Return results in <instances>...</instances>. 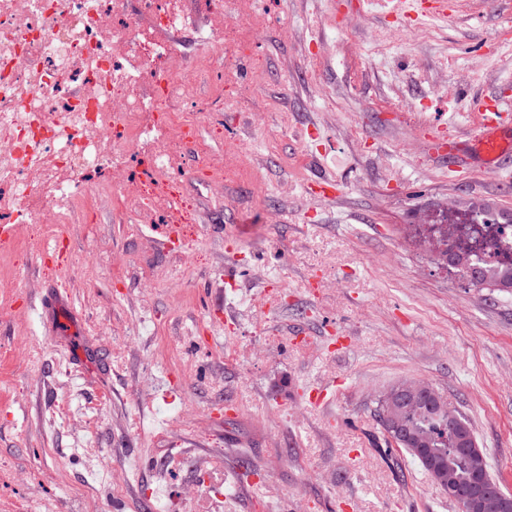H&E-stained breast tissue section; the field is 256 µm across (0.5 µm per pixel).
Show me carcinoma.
<instances>
[{
	"mask_svg": "<svg viewBox=\"0 0 512 512\" xmlns=\"http://www.w3.org/2000/svg\"><path fill=\"white\" fill-rule=\"evenodd\" d=\"M448 261L466 269L475 285L512 290V264H477L464 252L448 255ZM392 390V399L379 398L374 411L379 430H385L389 418L394 417L414 436L416 443L398 440L393 445L385 444V447L400 448L416 461L419 456L415 449H428L430 462L421 464L423 470L434 472L442 480L453 479L461 490L469 488L479 474L494 480L485 458H476L472 454L471 448L475 447L477 439L470 423L462 415L439 406L430 397L403 405L398 387L394 386Z\"/></svg>",
	"mask_w": 512,
	"mask_h": 512,
	"instance_id": "cac0c4a2",
	"label": "carcinoma"
}]
</instances>
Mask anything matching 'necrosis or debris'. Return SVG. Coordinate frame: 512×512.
Segmentation results:
<instances>
[{
	"mask_svg": "<svg viewBox=\"0 0 512 512\" xmlns=\"http://www.w3.org/2000/svg\"><path fill=\"white\" fill-rule=\"evenodd\" d=\"M0 0V223L31 224L26 249L42 251L44 212L60 217L85 209L80 185L92 169L123 164L141 149L138 197L121 200L145 223L179 225L184 245L198 236L171 154L170 138L206 164L210 147L199 124L171 105L193 102L190 84L169 83L158 65L175 46L166 33L193 25L201 6L223 0ZM429 255L447 265L466 250L484 264L512 263V225L487 215L466 224H419Z\"/></svg>",
	"mask_w": 512,
	"mask_h": 512,
	"instance_id": "obj_1",
	"label": "necrosis or debris"
}]
</instances>
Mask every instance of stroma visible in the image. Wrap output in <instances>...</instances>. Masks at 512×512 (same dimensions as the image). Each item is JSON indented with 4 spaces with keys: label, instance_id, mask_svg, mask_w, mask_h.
<instances>
[{
    "label": "stroma",
    "instance_id": "obj_1",
    "mask_svg": "<svg viewBox=\"0 0 512 512\" xmlns=\"http://www.w3.org/2000/svg\"><path fill=\"white\" fill-rule=\"evenodd\" d=\"M242 50L211 41L218 18L177 34L174 79L210 112L214 171L181 162L200 227L172 250L135 213L113 214L124 174L85 177L87 212L64 230L66 271L0 247V512H209L199 466L241 458L222 512H457L417 462L374 444L379 395L424 381L465 417L512 493V290L475 287L423 250L412 225L512 216V160L483 170L434 152L421 129L469 134L476 99L512 105V5L448 0L444 19L388 15L378 0H249ZM336 178L319 201L308 182ZM238 236L234 254L224 234ZM68 298L62 335L40 298ZM328 387L315 406L304 390ZM135 460L116 478L95 455Z\"/></svg>",
    "mask_w": 512,
    "mask_h": 512
}]
</instances>
